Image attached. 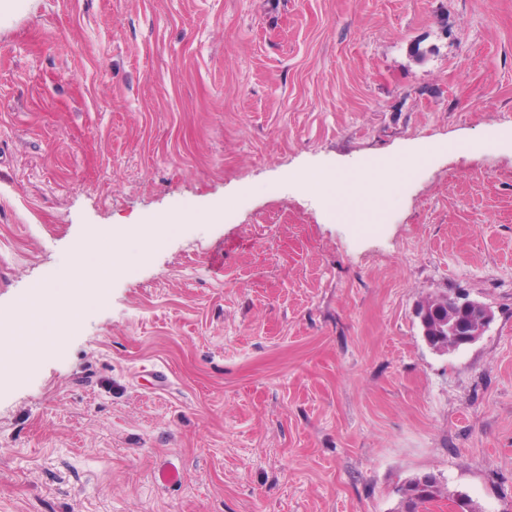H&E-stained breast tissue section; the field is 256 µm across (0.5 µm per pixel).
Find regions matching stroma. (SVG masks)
Listing matches in <instances>:
<instances>
[{
  "mask_svg": "<svg viewBox=\"0 0 512 512\" xmlns=\"http://www.w3.org/2000/svg\"><path fill=\"white\" fill-rule=\"evenodd\" d=\"M428 153L385 224L305 174ZM127 268L20 316L107 224ZM489 305L442 354L417 302ZM0 512H512V0H33L0 31ZM172 217H150L141 224H114L110 228L95 229L85 240L74 248L75 264L68 278L53 286L45 287L34 301L33 309L43 310L51 316L49 325L62 338L71 315L83 306L94 304L100 297L108 277L123 273L126 260L123 252L112 247L108 260L103 261L99 253V243L140 239L148 243L163 240L178 228ZM75 284L78 287H75ZM401 512H421L426 505L436 501L448 490L434 474H424L409 479L401 489Z\"/></svg>",
  "mask_w": 512,
  "mask_h": 512,
  "instance_id": "stroma-1",
  "label": "stroma"
}]
</instances>
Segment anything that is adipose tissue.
<instances>
[{
  "instance_id": "adipose-tissue-1",
  "label": "adipose tissue",
  "mask_w": 512,
  "mask_h": 512,
  "mask_svg": "<svg viewBox=\"0 0 512 512\" xmlns=\"http://www.w3.org/2000/svg\"><path fill=\"white\" fill-rule=\"evenodd\" d=\"M177 228L174 218L153 216L139 224H115L90 231L74 248L75 264L70 276L40 292L34 302L36 309L49 314L54 332H62L75 311L97 301L108 277L125 271L126 260L118 247L120 241L140 239L152 243L165 239ZM103 241L113 245L106 259L101 258L98 249Z\"/></svg>"
}]
</instances>
